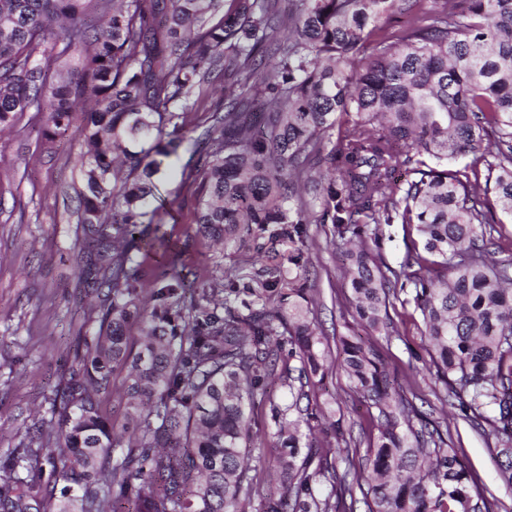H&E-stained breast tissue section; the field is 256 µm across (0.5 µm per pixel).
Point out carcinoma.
<instances>
[{
    "instance_id": "obj_1",
    "label": "carcinoma",
    "mask_w": 512,
    "mask_h": 512,
    "mask_svg": "<svg viewBox=\"0 0 512 512\" xmlns=\"http://www.w3.org/2000/svg\"><path fill=\"white\" fill-rule=\"evenodd\" d=\"M0 0V127L23 116L48 142H78L73 260L88 314L71 365L49 398L58 420L0 458V512H496L448 430L410 399L379 347L339 338L342 366L367 406L365 454L300 446L317 419L315 390L328 373L326 337L310 318L303 284L208 288L186 300L197 274L151 225L154 177L207 96L220 94L194 180L196 233L241 231L303 243L300 225L320 202L322 224L362 238L360 224H407L420 243L397 268L369 248L348 254L350 304L372 331L391 328L397 287L413 286L421 340L444 394L493 442L512 488V260L491 257L490 203L469 175L485 168L495 202L512 216V0ZM406 16L390 28L393 13ZM288 28V37L272 42ZM346 127L322 154L337 118ZM472 157L465 169L448 162ZM435 166H430L429 162ZM330 175L311 198L295 185L312 164ZM413 175L397 194L392 174ZM161 252L171 272L139 296V256ZM276 301L270 310L266 303ZM263 305H258V302ZM140 323L138 351L130 329ZM288 335L299 361L286 378L295 418L280 426L281 491L259 480L269 459L251 448L252 410L264 402ZM130 364L121 429L99 395ZM58 433L65 451L47 483L31 479L33 444ZM330 485L323 493L322 483ZM361 498H356L354 489Z\"/></svg>"
}]
</instances>
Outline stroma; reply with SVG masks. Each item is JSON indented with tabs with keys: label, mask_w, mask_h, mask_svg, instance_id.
<instances>
[{
	"label": "stroma",
	"mask_w": 512,
	"mask_h": 512,
	"mask_svg": "<svg viewBox=\"0 0 512 512\" xmlns=\"http://www.w3.org/2000/svg\"><path fill=\"white\" fill-rule=\"evenodd\" d=\"M209 124L208 113L199 112L191 126L179 131L182 145L171 156L167 174L155 182L153 203L161 208L167 239L180 248V263L202 272L209 288L253 285L275 266L284 279L313 288L325 336H360L384 347L399 380L410 382L430 402L432 419L447 424L455 447L463 449L500 512H512V490L501 485L485 436L469 426L459 408L435 400L442 385L429 367L412 307L402 308L407 321L391 337L357 320L346 298V242L332 225L319 223L320 208H313L304 227L305 265L289 263L288 242L265 234H240L220 245L197 236L195 197L183 171L192 139ZM75 153L71 134L48 142L22 125L0 131V456L26 441V426L50 419L47 399L72 359L85 313L96 305L85 298L70 259L81 187ZM366 230L382 261L392 267L404 262L408 244L417 238L404 224H370ZM329 363L331 372L316 391L318 420L303 439L332 448L337 431L357 434L370 420L350 393L338 358L330 357Z\"/></svg>",
	"instance_id": "1"
}]
</instances>
